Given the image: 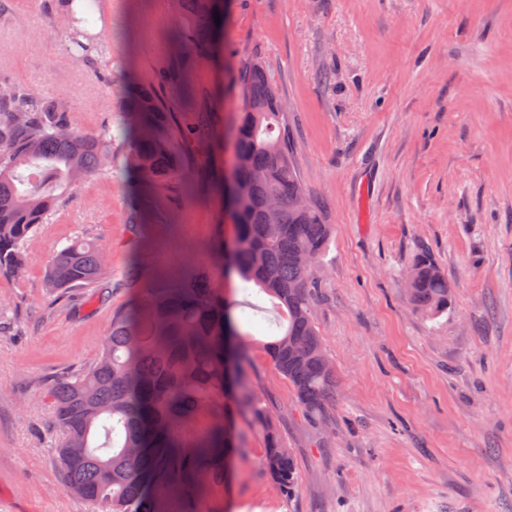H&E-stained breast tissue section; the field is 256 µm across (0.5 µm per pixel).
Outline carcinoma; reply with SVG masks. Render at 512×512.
<instances>
[{
    "instance_id": "obj_1",
    "label": "carcinoma",
    "mask_w": 512,
    "mask_h": 512,
    "mask_svg": "<svg viewBox=\"0 0 512 512\" xmlns=\"http://www.w3.org/2000/svg\"><path fill=\"white\" fill-rule=\"evenodd\" d=\"M69 52L93 68L109 67L108 46L90 28L98 0H58ZM179 19L176 66L159 80H133L124 119L86 135L66 103L0 80V274L17 275L25 246L50 219L62 195L92 175L120 172L137 196L182 198L212 184L199 151L216 136L210 115L183 124L169 110L163 86L187 88L186 64L212 54L224 24V0H175ZM243 108L224 137L238 185L231 199L233 234L223 225L210 260L182 278L140 292L133 310H112L99 357L85 370L50 385L44 399L62 432L55 449L63 485L87 512H210L207 500L224 489L225 462L240 455L237 419L245 414L265 435L261 466L288 496L295 461L271 415L254 395L242 331L249 287L278 300L284 311L268 356L293 386L299 406L322 422L336 403V376L313 318L322 282L314 266L331 225L311 200L294 166L283 105L258 63L234 73ZM105 253L74 240L46 271L51 302L76 291L95 298ZM233 284L230 297L219 279ZM415 310L448 311L453 290L426 252L405 281Z\"/></svg>"
}]
</instances>
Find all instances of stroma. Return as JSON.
I'll use <instances>...</instances> for the list:
<instances>
[{"label":"stroma","instance_id":"obj_1","mask_svg":"<svg viewBox=\"0 0 512 512\" xmlns=\"http://www.w3.org/2000/svg\"><path fill=\"white\" fill-rule=\"evenodd\" d=\"M55 0H12L0 19V74L64 100L97 134L123 118L130 77L175 57L171 0H100L94 31L112 53L96 77L70 57ZM260 63L284 106L302 183L331 226L317 267L315 323L336 373L325 422L303 416L270 361L273 303L251 292L252 388L296 463L283 498L261 467L264 433L239 421L214 512H512V0H231L223 43L188 66L181 111L229 127L242 108L229 74ZM121 175L86 178L28 243L23 277L0 275V512H86L62 485L61 434L43 403L57 378L93 363L125 275L167 283L205 261L224 219L207 191L153 197L139 236ZM83 239L106 254L103 301L49 304V261ZM428 251L454 289L448 312L405 295Z\"/></svg>","mask_w":512,"mask_h":512}]
</instances>
